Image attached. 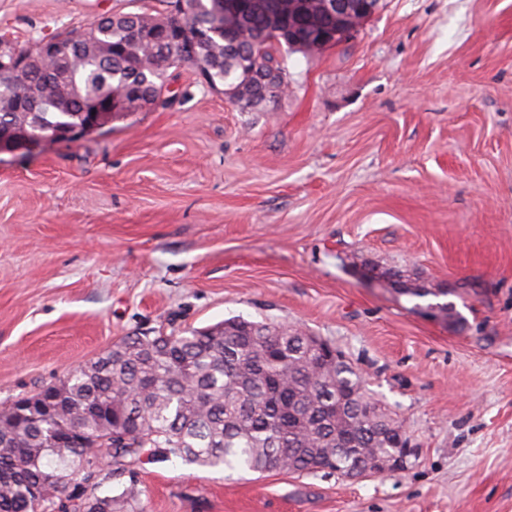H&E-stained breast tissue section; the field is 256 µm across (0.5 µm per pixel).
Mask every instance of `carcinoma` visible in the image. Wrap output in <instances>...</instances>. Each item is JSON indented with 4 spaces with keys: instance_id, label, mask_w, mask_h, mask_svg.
<instances>
[{
    "instance_id": "1",
    "label": "carcinoma",
    "mask_w": 512,
    "mask_h": 512,
    "mask_svg": "<svg viewBox=\"0 0 512 512\" xmlns=\"http://www.w3.org/2000/svg\"><path fill=\"white\" fill-rule=\"evenodd\" d=\"M183 9L101 17L64 36L55 56L19 47L22 85L0 79V128L15 123L45 137L83 128L105 96L131 94L165 108L169 70L189 68L208 86L245 77L254 65L285 73L276 53L319 39L306 4L252 0L243 39L215 26L217 0ZM399 292L434 298L460 322L455 293L414 270L389 268ZM308 334L283 325L227 318L203 328L147 330L124 338L85 367L0 409V512H56L82 489L76 512H139L132 492H99L104 467L149 452L189 464L255 473L350 476L360 457L400 453L409 440L363 371L336 362Z\"/></svg>"
}]
</instances>
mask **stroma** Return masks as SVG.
<instances>
[{"mask_svg":"<svg viewBox=\"0 0 512 512\" xmlns=\"http://www.w3.org/2000/svg\"><path fill=\"white\" fill-rule=\"evenodd\" d=\"M158 0H0L20 43ZM273 111L180 71L166 108L0 155V408L147 329L321 336L411 435L359 480L153 456L140 512H512V0H384L288 55ZM456 289L455 327L361 265Z\"/></svg>","mask_w":512,"mask_h":512,"instance_id":"obj_1","label":"stroma"}]
</instances>
